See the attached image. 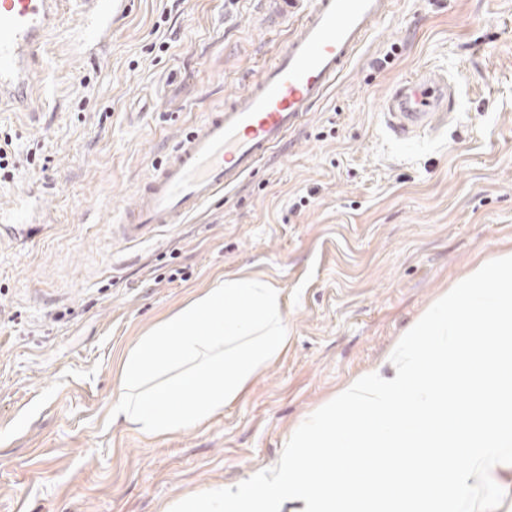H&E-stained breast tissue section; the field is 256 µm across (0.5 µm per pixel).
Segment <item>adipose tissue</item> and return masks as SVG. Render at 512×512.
Masks as SVG:
<instances>
[{
    "instance_id": "adipose-tissue-1",
    "label": "adipose tissue",
    "mask_w": 512,
    "mask_h": 512,
    "mask_svg": "<svg viewBox=\"0 0 512 512\" xmlns=\"http://www.w3.org/2000/svg\"><path fill=\"white\" fill-rule=\"evenodd\" d=\"M287 344L281 289L251 275L216 280L123 356L112 419L151 439L197 427L238 399Z\"/></svg>"
}]
</instances>
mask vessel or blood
<instances>
[{
  "label": "vessel or blood",
  "mask_w": 512,
  "mask_h": 512,
  "mask_svg": "<svg viewBox=\"0 0 512 512\" xmlns=\"http://www.w3.org/2000/svg\"><path fill=\"white\" fill-rule=\"evenodd\" d=\"M62 0H0V98L25 106L34 84L32 63L54 29ZM81 52L106 37L128 11L129 0H78ZM307 8L299 28L276 60L223 109L207 113L161 162L137 193L118 231L140 241L158 228L179 224L225 188L252 173L260 160L320 103L354 58L369 32L386 16L390 0H276L286 17ZM453 98L448 83L431 73L398 83L384 114L397 139L432 131Z\"/></svg>",
  "instance_id": "obj_1"
}]
</instances>
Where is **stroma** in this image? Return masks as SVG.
I'll use <instances>...</instances> for the list:
<instances>
[{
	"instance_id": "1",
	"label": "stroma",
	"mask_w": 512,
	"mask_h": 512,
	"mask_svg": "<svg viewBox=\"0 0 512 512\" xmlns=\"http://www.w3.org/2000/svg\"><path fill=\"white\" fill-rule=\"evenodd\" d=\"M78 23L63 9L28 106L0 104L17 166L0 178V512H164L274 465L293 425L512 243V0H394L256 171L141 243L115 230L140 185L298 19L270 0H130L92 55L70 49ZM428 71L448 121L395 143L383 103ZM236 274L282 289L287 351L198 428L113 423L123 355Z\"/></svg>"
}]
</instances>
